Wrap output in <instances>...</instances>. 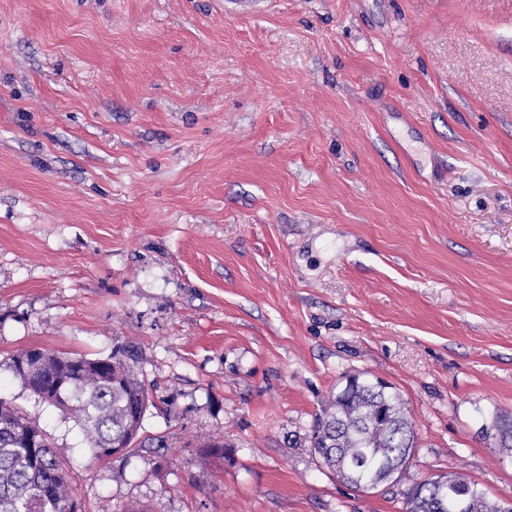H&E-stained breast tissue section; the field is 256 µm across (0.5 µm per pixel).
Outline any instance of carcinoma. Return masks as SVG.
I'll list each match as a JSON object with an SVG mask.
<instances>
[{
    "label": "carcinoma",
    "mask_w": 512,
    "mask_h": 512,
    "mask_svg": "<svg viewBox=\"0 0 512 512\" xmlns=\"http://www.w3.org/2000/svg\"><path fill=\"white\" fill-rule=\"evenodd\" d=\"M136 364L130 345L103 358L28 348L0 360V373L73 418L93 458L102 460L112 456L113 442L142 428L134 407L148 390ZM492 430L501 451L512 453V418L495 417ZM306 442L323 466L353 487L401 481L416 448L400 395L363 374L345 376V385L315 415ZM406 504L407 512H512L462 473L414 484ZM0 512H76L68 475L47 434L2 397Z\"/></svg>",
    "instance_id": "1"
}]
</instances>
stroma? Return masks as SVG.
Returning a JSON list of instances; mask_svg holds the SVG:
<instances>
[{
    "label": "stroma",
    "instance_id": "35a3bbf8",
    "mask_svg": "<svg viewBox=\"0 0 512 512\" xmlns=\"http://www.w3.org/2000/svg\"><path fill=\"white\" fill-rule=\"evenodd\" d=\"M125 343L119 457L0 376L76 512L512 502V0H0V359ZM356 372L417 438L372 495L304 446ZM491 429L495 431L492 436L497 440L501 452L512 454V419L508 416H496ZM455 488L465 491L459 505L448 497V489ZM406 504L407 512H512V506L490 499L478 483L463 473L439 475L432 482L414 484L407 493Z\"/></svg>",
    "mask_w": 512,
    "mask_h": 512
}]
</instances>
